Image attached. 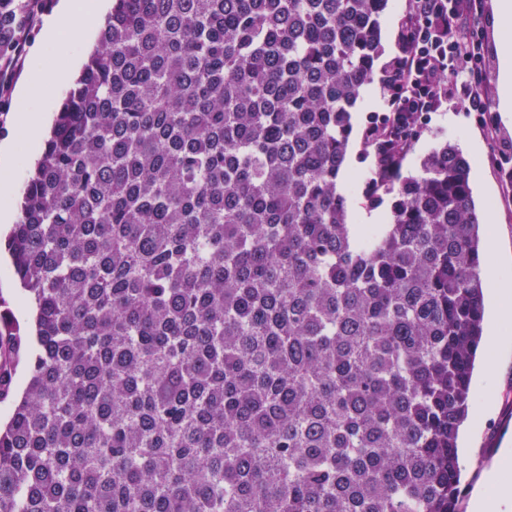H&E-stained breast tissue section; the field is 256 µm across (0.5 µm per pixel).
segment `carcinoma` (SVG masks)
<instances>
[{
  "mask_svg": "<svg viewBox=\"0 0 512 512\" xmlns=\"http://www.w3.org/2000/svg\"><path fill=\"white\" fill-rule=\"evenodd\" d=\"M40 2L0 0V100ZM387 2L112 0L8 236L0 512H458L470 163L375 178L365 239L338 189ZM22 295L19 284L10 276L8 258L7 264H0V300L2 297L5 302L3 304L1 300L2 307L0 309L11 311L12 315L21 325V332L26 331V334L32 335L33 333L29 328L32 310L29 303L23 304L21 302Z\"/></svg>",
  "mask_w": 512,
  "mask_h": 512,
  "instance_id": "cac0c4a2",
  "label": "carcinoma"
}]
</instances>
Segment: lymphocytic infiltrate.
<instances>
[{"mask_svg": "<svg viewBox=\"0 0 512 512\" xmlns=\"http://www.w3.org/2000/svg\"><path fill=\"white\" fill-rule=\"evenodd\" d=\"M484 16L485 0H411L399 52L387 63L383 107L372 113L368 135L406 143L444 98L457 93L477 112L491 160L512 158V139L500 135L481 93Z\"/></svg>", "mask_w": 512, "mask_h": 512, "instance_id": "obj_1", "label": "lymphocytic infiltrate"}]
</instances>
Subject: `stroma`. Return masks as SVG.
<instances>
[{"instance_id":"stroma-1","label":"stroma","mask_w":512,"mask_h":512,"mask_svg":"<svg viewBox=\"0 0 512 512\" xmlns=\"http://www.w3.org/2000/svg\"><path fill=\"white\" fill-rule=\"evenodd\" d=\"M408 4L409 0H389L382 14L383 52L374 65L375 72H382L398 51L399 33L408 14ZM381 105L382 91L379 83L374 82L365 88L361 105L353 114L347 154L353 159L354 168L344 188L349 213L353 216L378 211L386 217L391 212L392 196H383L378 201L372 198L374 150L365 134L371 113L379 111ZM476 118L467 101L453 98L444 102L437 112L431 113L428 124L412 141L401 172L417 173L421 160L440 143L454 144L462 151L471 166V186L478 215L489 211L495 215L494 233L482 235L480 249L497 251L498 271L487 277L490 288L496 289L501 278L512 279V202L504 198V175L489 159V145ZM484 334L487 338L498 336L499 341L493 349L487 343L481 344V358L475 363V402L459 441L464 487L459 512H468L470 495L480 481H499L512 487V471L503 473L490 469L504 441H512V320L500 327L493 313H486ZM488 353L494 354L497 361V372L490 378L485 375L482 361L483 355Z\"/></svg>"}]
</instances>
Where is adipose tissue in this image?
I'll use <instances>...</instances> for the list:
<instances>
[{"label": "adipose tissue", "instance_id": "1", "mask_svg": "<svg viewBox=\"0 0 512 512\" xmlns=\"http://www.w3.org/2000/svg\"><path fill=\"white\" fill-rule=\"evenodd\" d=\"M499 48L498 110L512 122V0H493ZM106 15L105 0H58L48 17L42 41L59 63L50 67L33 64L18 89L20 108L14 123L25 148L11 142L0 143V223L16 219L12 207V176L20 160H33L47 122L46 98L49 91L64 87L76 64L88 33Z\"/></svg>", "mask_w": 512, "mask_h": 512}]
</instances>
